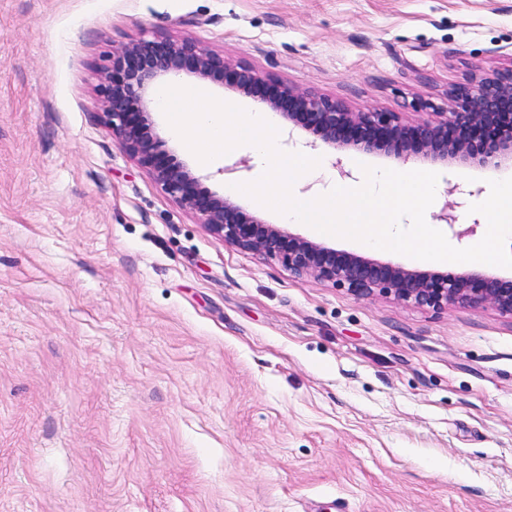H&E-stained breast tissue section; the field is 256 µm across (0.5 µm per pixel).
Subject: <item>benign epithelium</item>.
<instances>
[{"label":"benign epithelium","mask_w":512,"mask_h":512,"mask_svg":"<svg viewBox=\"0 0 512 512\" xmlns=\"http://www.w3.org/2000/svg\"><path fill=\"white\" fill-rule=\"evenodd\" d=\"M184 75L238 92H261V104L315 136L308 143L312 148L321 143L339 152L352 149L402 158L415 142L423 159L432 164L446 167L453 161L499 168L512 165V69L450 88L446 104L433 107V116L416 124L395 112H352L316 90L279 84L195 38L140 37L112 52L97 85L106 124L125 153L225 244L276 258L298 277L312 276L357 297L381 295L435 311L456 304L489 306L512 315V277L477 269L443 276L339 251L280 225L249 218L232 199L202 187L187 164L166 152L151 118L153 87ZM505 115L507 132L486 138L488 127L501 123ZM435 219L459 241L475 233L476 224L461 228L455 208L446 204Z\"/></svg>","instance_id":"obj_1"}]
</instances>
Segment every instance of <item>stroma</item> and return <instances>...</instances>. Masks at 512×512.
Masks as SVG:
<instances>
[{
	"mask_svg": "<svg viewBox=\"0 0 512 512\" xmlns=\"http://www.w3.org/2000/svg\"><path fill=\"white\" fill-rule=\"evenodd\" d=\"M142 36L416 122L512 68V0H0V512H512V317L357 297L224 245L104 122L97 72ZM151 117L214 191L263 170L247 145L201 163ZM438 174L456 191L434 208L475 223L512 169Z\"/></svg>",
	"mask_w": 512,
	"mask_h": 512,
	"instance_id": "obj_1",
	"label": "stroma"
}]
</instances>
